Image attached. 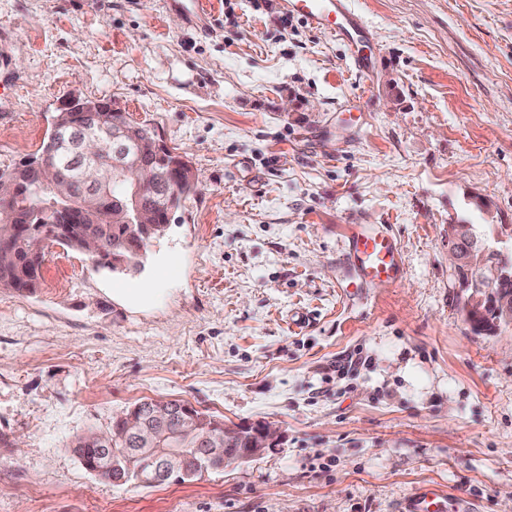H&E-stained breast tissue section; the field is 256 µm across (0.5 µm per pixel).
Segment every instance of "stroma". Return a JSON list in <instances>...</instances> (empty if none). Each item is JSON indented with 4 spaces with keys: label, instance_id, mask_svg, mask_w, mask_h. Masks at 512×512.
Returning a JSON list of instances; mask_svg holds the SVG:
<instances>
[{
    "label": "stroma",
    "instance_id": "35a3bbf8",
    "mask_svg": "<svg viewBox=\"0 0 512 512\" xmlns=\"http://www.w3.org/2000/svg\"><path fill=\"white\" fill-rule=\"evenodd\" d=\"M353 2L366 74L277 0H215L205 29L164 0H0V171L76 95L199 178L144 270L48 241L39 288L0 289V512H397L427 485L512 506V326L474 334L448 262L449 225L512 238V0ZM352 224L392 226L400 284L341 293ZM145 399L278 437L183 483L88 473L71 439Z\"/></svg>",
    "mask_w": 512,
    "mask_h": 512
}]
</instances>
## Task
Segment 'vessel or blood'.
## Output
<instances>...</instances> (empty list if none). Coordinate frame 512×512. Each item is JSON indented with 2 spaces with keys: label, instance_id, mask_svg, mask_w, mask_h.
I'll return each instance as SVG.
<instances>
[{
  "label": "vessel or blood",
  "instance_id": "obj_1",
  "mask_svg": "<svg viewBox=\"0 0 512 512\" xmlns=\"http://www.w3.org/2000/svg\"><path fill=\"white\" fill-rule=\"evenodd\" d=\"M166 6L189 21L205 24L210 19L205 0H166ZM279 8L336 37L347 47L356 71H370L375 60L369 51L373 30L365 13L353 7L352 0H279ZM343 250L342 274L337 284L345 294L363 293L377 283L402 282L404 268L399 247L386 225H350ZM439 499L436 489L425 488L405 502L403 512H440Z\"/></svg>",
  "mask_w": 512,
  "mask_h": 512
}]
</instances>
